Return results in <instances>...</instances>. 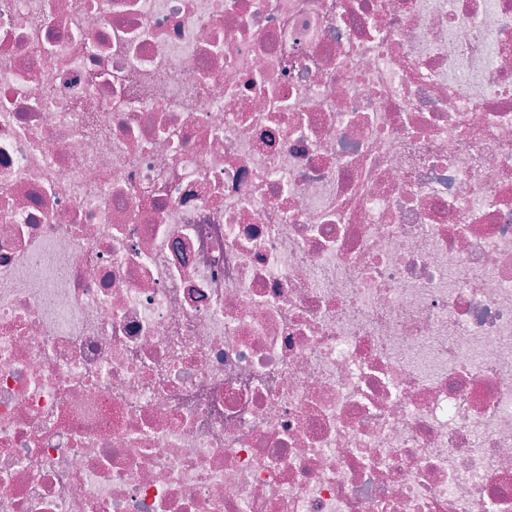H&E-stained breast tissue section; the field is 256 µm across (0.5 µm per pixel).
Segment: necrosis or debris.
Masks as SVG:
<instances>
[{"mask_svg": "<svg viewBox=\"0 0 512 512\" xmlns=\"http://www.w3.org/2000/svg\"><path fill=\"white\" fill-rule=\"evenodd\" d=\"M0 512H512V0H0Z\"/></svg>", "mask_w": 512, "mask_h": 512, "instance_id": "1", "label": "necrosis or debris"}]
</instances>
